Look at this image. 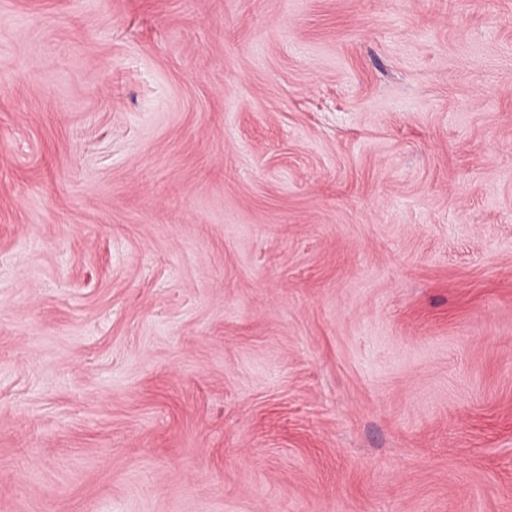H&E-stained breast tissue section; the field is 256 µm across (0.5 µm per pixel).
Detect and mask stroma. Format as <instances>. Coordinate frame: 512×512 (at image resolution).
Listing matches in <instances>:
<instances>
[{"instance_id": "35a3bbf8", "label": "stroma", "mask_w": 512, "mask_h": 512, "mask_svg": "<svg viewBox=\"0 0 512 512\" xmlns=\"http://www.w3.org/2000/svg\"><path fill=\"white\" fill-rule=\"evenodd\" d=\"M0 512H512V0H0Z\"/></svg>"}]
</instances>
